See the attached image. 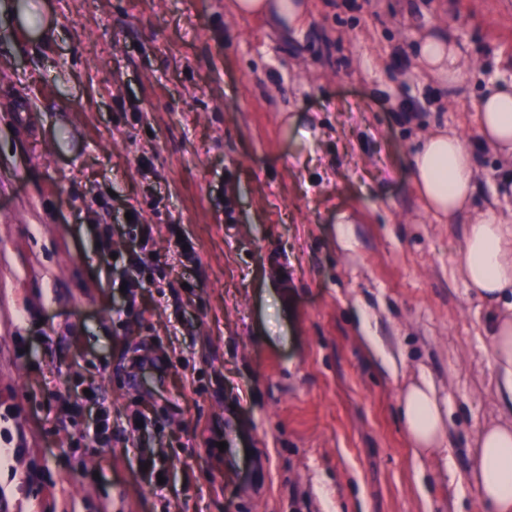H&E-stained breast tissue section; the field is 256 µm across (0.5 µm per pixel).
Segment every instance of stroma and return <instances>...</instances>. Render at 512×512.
Instances as JSON below:
<instances>
[{"mask_svg": "<svg viewBox=\"0 0 512 512\" xmlns=\"http://www.w3.org/2000/svg\"><path fill=\"white\" fill-rule=\"evenodd\" d=\"M34 2L50 42L0 32L8 512H486L475 439L512 421L490 336L512 298L466 288L465 226L425 209L412 160L460 135L472 211L512 219V158L475 114L512 84V0H303L299 36L234 0ZM436 28L466 51L452 87L418 61ZM133 208L156 272L130 297ZM423 379L448 413L434 455L399 412Z\"/></svg>", "mask_w": 512, "mask_h": 512, "instance_id": "stroma-1", "label": "stroma"}]
</instances>
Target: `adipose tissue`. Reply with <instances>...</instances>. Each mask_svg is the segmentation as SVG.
Returning <instances> with one entry per match:
<instances>
[{
	"label": "adipose tissue",
	"instance_id": "ef3b65f1",
	"mask_svg": "<svg viewBox=\"0 0 512 512\" xmlns=\"http://www.w3.org/2000/svg\"><path fill=\"white\" fill-rule=\"evenodd\" d=\"M422 67L449 82L462 76L464 51L449 32L429 36L419 50ZM484 141L512 152V86L493 88L476 108ZM414 176L429 211L455 221L468 208L474 191V156L455 135L425 137L414 158ZM462 275L467 288L495 301L512 290V224L494 212L475 217L462 239ZM403 425L416 451L439 450L445 412L428 382L402 395ZM474 478L487 512H512V427L487 426L477 437Z\"/></svg>",
	"mask_w": 512,
	"mask_h": 512
}]
</instances>
